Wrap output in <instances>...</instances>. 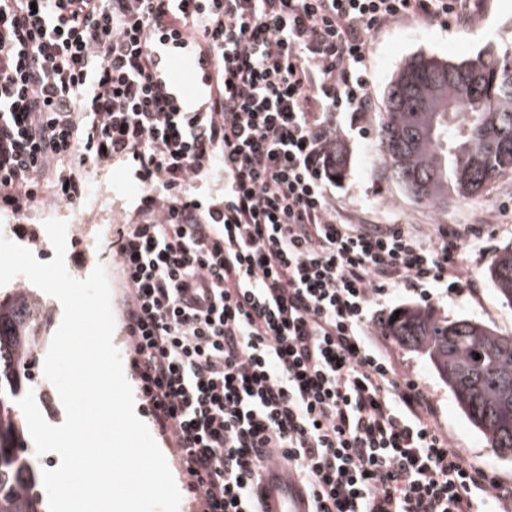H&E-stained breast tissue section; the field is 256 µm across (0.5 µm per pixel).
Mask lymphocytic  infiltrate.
<instances>
[{"label":"lymphocytic infiltrate","instance_id":"f902f5d3","mask_svg":"<svg viewBox=\"0 0 512 512\" xmlns=\"http://www.w3.org/2000/svg\"><path fill=\"white\" fill-rule=\"evenodd\" d=\"M468 0H0V205L74 203L124 160L145 193L114 242L132 377L201 512H259L269 451L311 512H512L399 372L384 312L471 287L484 230L344 218L336 115L367 109L369 35ZM212 60L199 112L154 80L158 37ZM224 165L223 205L194 183Z\"/></svg>","mask_w":512,"mask_h":512}]
</instances>
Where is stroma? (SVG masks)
<instances>
[{
	"label": "stroma",
	"mask_w": 512,
	"mask_h": 512,
	"mask_svg": "<svg viewBox=\"0 0 512 512\" xmlns=\"http://www.w3.org/2000/svg\"><path fill=\"white\" fill-rule=\"evenodd\" d=\"M476 17L467 26L441 27L413 20L392 23L374 32L368 67L370 106L365 112H343L336 118V145L343 149L346 166L336 180V204L342 215L358 224H486L487 235L476 239L467 258L474 288L434 303L437 314L451 319L483 322L502 336H512V308L503 305L487 269L497 255L512 246V175L496 179L482 195L449 198L447 204L431 206L409 196L395 182L384 163L379 121L384 94L393 75L412 54L423 52L441 59L512 53V0H477ZM139 194L118 195L112 200V222L102 246L78 239L69 244V273L87 277L96 266L107 272L112 308L116 317L113 342L123 362H130L119 274L112 258V242L119 224L133 218ZM44 203H35L18 215L0 207V236L30 250L37 260L52 259V246L45 232ZM402 372L416 374L437 401L441 422L452 444L463 450L470 462L491 476L512 482V460L497 456L486 439L461 414L447 386L425 358L406 349L397 351Z\"/></svg>",
	"instance_id": "stroma-1"
}]
</instances>
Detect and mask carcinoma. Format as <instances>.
<instances>
[{"instance_id":"1","label":"carcinoma","mask_w":512,"mask_h":512,"mask_svg":"<svg viewBox=\"0 0 512 512\" xmlns=\"http://www.w3.org/2000/svg\"><path fill=\"white\" fill-rule=\"evenodd\" d=\"M380 139L391 176L415 200L438 206L453 196L482 194L512 173L508 57H409L389 84ZM488 276L512 307V249L497 257ZM48 316L46 302L33 291L0 290V512H46L37 473L19 453L26 424L17 400L44 389L28 365L46 345ZM387 332L428 361L494 452L512 450V352L504 350L512 336L419 308L400 311Z\"/></svg>"}]
</instances>
